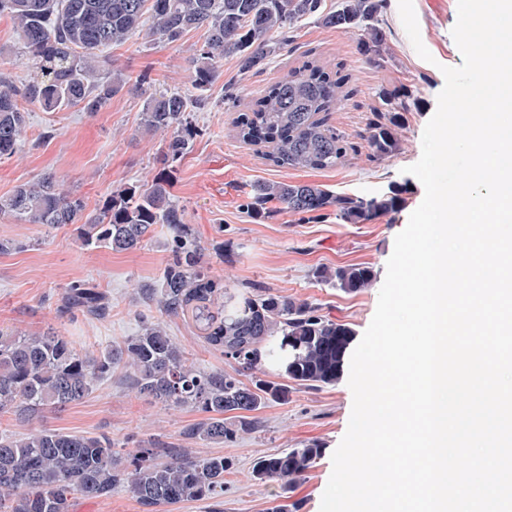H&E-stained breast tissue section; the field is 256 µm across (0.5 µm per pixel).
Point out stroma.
<instances>
[{"instance_id": "obj_1", "label": "stroma", "mask_w": 512, "mask_h": 512, "mask_svg": "<svg viewBox=\"0 0 512 512\" xmlns=\"http://www.w3.org/2000/svg\"><path fill=\"white\" fill-rule=\"evenodd\" d=\"M413 2L431 61H424L414 50L399 16L398 0H388L382 15L387 44L379 67L360 54L359 32L345 33L305 21L291 32L287 47L272 55L262 73L241 74L235 58H224L207 92L206 107L192 115L198 135L190 152L169 166L163 163L165 134L143 129L144 102L159 89L193 95L191 61L204 44L205 32L189 31L174 43L153 40L144 31L137 33L105 52L109 67L128 75L131 86L113 96L102 111L46 112L27 105L24 146L21 152L0 159V197L50 172L92 214L110 192L151 183L159 171H166L185 223L214 274L223 277L226 285L243 291L269 288L308 300L318 304L322 314L349 324L356 336H363L376 310L394 239L424 198L421 182L410 181L402 209L369 224H343L332 215L303 219L289 213L256 221L241 205L257 180L308 181L350 194H370L406 180L403 169L421 156L422 134L445 84L441 69L462 63L452 36L457 0ZM309 54L350 77L354 96L329 115L330 125L345 135L350 150L333 169H281L264 158L261 147L237 139L233 121L238 109L232 100L238 97L247 102L261 96ZM32 70L13 22L1 17L0 74L21 86ZM399 86L415 95L399 132L401 149L391 158L378 159L365 141L366 123L380 106L379 90ZM0 239L17 245L15 251L0 254V328L6 332L36 336L53 327L69 336L78 350L97 351L139 334L144 320L159 315L156 304L145 303L142 290L160 282L170 241L165 225H157L140 248L115 252L82 247L69 226L52 229L0 214ZM352 263L367 264L374 272L371 287L360 293H343L314 277L316 268ZM75 281L95 283L107 293L112 303L108 318L57 317L56 304L64 288ZM166 328L195 370L228 369L223 354L203 343L191 321L173 317L167 319ZM352 403L348 379L343 376L335 385L298 388L287 400L270 403L256 413L259 427L240 434L234 442L195 444L197 456L222 455L231 460L224 493L208 501L181 502L172 512H270L279 489L253 479L254 463L309 442L320 444L323 454L293 499L297 512H320L332 472L331 457L347 431ZM198 418L194 408L169 407L140 397L126 385L125 371L118 367L88 398L66 410H47L28 422L0 415V431L18 436L34 429L104 434L116 449L128 451L148 440L174 441L185 425Z\"/></svg>"}]
</instances>
